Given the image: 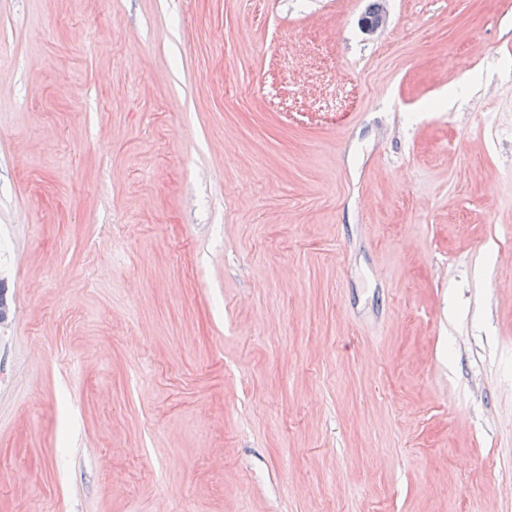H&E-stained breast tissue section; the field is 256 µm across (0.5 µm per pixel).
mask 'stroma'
<instances>
[{"label": "stroma", "mask_w": 512, "mask_h": 512, "mask_svg": "<svg viewBox=\"0 0 512 512\" xmlns=\"http://www.w3.org/2000/svg\"><path fill=\"white\" fill-rule=\"evenodd\" d=\"M0 0V512H512V0Z\"/></svg>", "instance_id": "stroma-1"}]
</instances>
